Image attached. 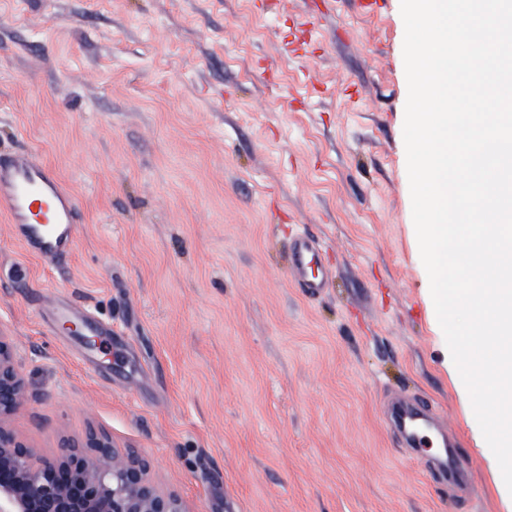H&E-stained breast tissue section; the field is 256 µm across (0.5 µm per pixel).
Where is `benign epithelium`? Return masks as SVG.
Listing matches in <instances>:
<instances>
[{
	"mask_svg": "<svg viewBox=\"0 0 512 512\" xmlns=\"http://www.w3.org/2000/svg\"><path fill=\"white\" fill-rule=\"evenodd\" d=\"M30 396L13 339L0 330V512H189L151 479V464L103 431L64 437L51 457L11 425Z\"/></svg>",
	"mask_w": 512,
	"mask_h": 512,
	"instance_id": "1",
	"label": "benign epithelium"
}]
</instances>
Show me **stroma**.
I'll return each mask as SVG.
<instances>
[{"instance_id":"35a3bbf8","label":"stroma","mask_w":512,"mask_h":512,"mask_svg":"<svg viewBox=\"0 0 512 512\" xmlns=\"http://www.w3.org/2000/svg\"><path fill=\"white\" fill-rule=\"evenodd\" d=\"M404 33L400 0H0V152L82 214L60 265L0 216L12 424L42 455L102 428L190 512H506L420 258ZM295 227L336 270L313 298ZM400 395L446 418L468 492L398 442Z\"/></svg>"}]
</instances>
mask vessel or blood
<instances>
[{
	"label": "vessel or blood",
	"mask_w": 512,
	"mask_h": 512,
	"mask_svg": "<svg viewBox=\"0 0 512 512\" xmlns=\"http://www.w3.org/2000/svg\"><path fill=\"white\" fill-rule=\"evenodd\" d=\"M0 214L32 254L61 262L78 241L81 207L77 197L65 188L56 169L32 150L0 153ZM288 272L297 288L311 297L321 293L333 277L322 260L319 239L303 231L290 242ZM394 414L409 445L426 444L432 434L441 439L447 450L436 480H455L462 462L450 450L448 428L436 413L421 401L400 398Z\"/></svg>",
	"instance_id": "vessel-or-blood-1"
}]
</instances>
